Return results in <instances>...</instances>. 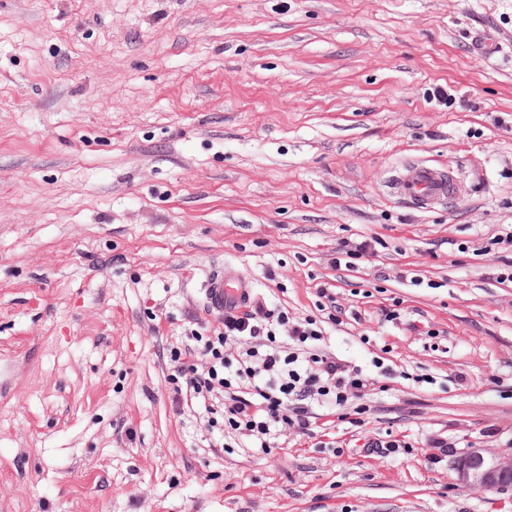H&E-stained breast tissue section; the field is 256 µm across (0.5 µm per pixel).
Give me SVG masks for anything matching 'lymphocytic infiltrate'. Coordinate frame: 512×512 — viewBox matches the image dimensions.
Masks as SVG:
<instances>
[{"label":"lymphocytic infiltrate","instance_id":"lymphocytic-infiltrate-1","mask_svg":"<svg viewBox=\"0 0 512 512\" xmlns=\"http://www.w3.org/2000/svg\"><path fill=\"white\" fill-rule=\"evenodd\" d=\"M220 323L204 343L208 366L188 367L186 386L197 398L222 391L225 417L246 436L288 428L308 433L314 406L327 398L344 406L372 384L361 368L313 348L322 335L314 320H291L265 299L249 298L225 311ZM232 349L238 352L233 365Z\"/></svg>","mask_w":512,"mask_h":512}]
</instances>
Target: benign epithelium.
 Here are the masks:
<instances>
[{
  "mask_svg": "<svg viewBox=\"0 0 512 512\" xmlns=\"http://www.w3.org/2000/svg\"><path fill=\"white\" fill-rule=\"evenodd\" d=\"M448 467L459 484L499 493L512 492V458L506 460L470 445L451 455Z\"/></svg>",
  "mask_w": 512,
  "mask_h": 512,
  "instance_id": "obj_1",
  "label": "benign epithelium"
}]
</instances>
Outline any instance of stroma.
<instances>
[{
    "mask_svg": "<svg viewBox=\"0 0 512 512\" xmlns=\"http://www.w3.org/2000/svg\"><path fill=\"white\" fill-rule=\"evenodd\" d=\"M229 265L372 390L178 408ZM509 271L512 0H0V512H512L434 447L512 455ZM405 171L406 174L393 185L397 194L424 199L428 203L448 199V177L443 171L425 163L410 164Z\"/></svg>",
    "mask_w": 512,
    "mask_h": 512,
    "instance_id": "35a3bbf8",
    "label": "stroma"
}]
</instances>
